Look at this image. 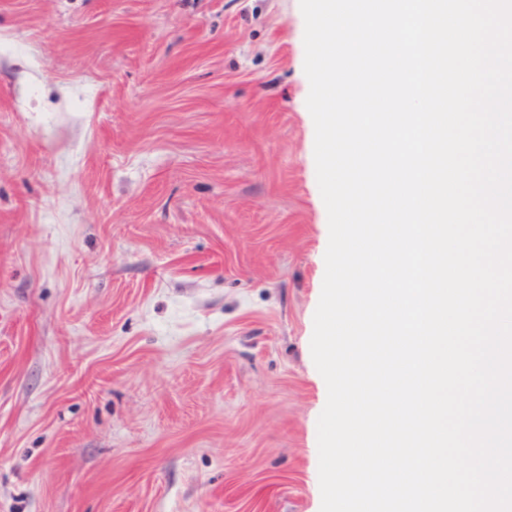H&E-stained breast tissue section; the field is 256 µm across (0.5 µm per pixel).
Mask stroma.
Returning a JSON list of instances; mask_svg holds the SVG:
<instances>
[{"label":"stroma","instance_id":"35a3bbf8","mask_svg":"<svg viewBox=\"0 0 512 512\" xmlns=\"http://www.w3.org/2000/svg\"><path fill=\"white\" fill-rule=\"evenodd\" d=\"M298 0H0V512H319Z\"/></svg>","mask_w":512,"mask_h":512}]
</instances>
